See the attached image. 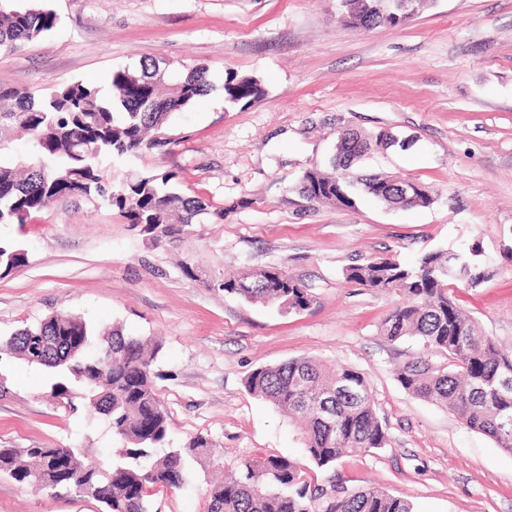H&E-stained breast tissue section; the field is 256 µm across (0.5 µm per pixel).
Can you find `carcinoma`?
<instances>
[{
    "label": "carcinoma",
    "instance_id": "cac0c4a2",
    "mask_svg": "<svg viewBox=\"0 0 512 512\" xmlns=\"http://www.w3.org/2000/svg\"><path fill=\"white\" fill-rule=\"evenodd\" d=\"M368 10L363 0H341L342 22L356 29L380 25L399 27L430 4V0H375ZM47 8L21 7L0 11V51H16L42 39L57 25ZM212 88L202 64L185 68L142 61L135 68L112 74V95L73 82L47 94L0 84V224H23L27 217L70 197L97 199L116 209L130 224L171 226L192 224L201 216L221 223L224 208L201 197L178 192L172 172L149 174L131 170L117 180L105 175V158L133 163L143 152L165 145L171 116L194 104ZM224 98L248 105L264 90L251 77L231 75ZM28 135L34 151L14 152L18 133ZM344 155H336L332 170L304 172L299 191L308 200L353 208L356 198L369 197L388 209L428 207L432 191L413 182L415 193L405 202L395 193L399 179L368 175L357 179L349 170L372 147L407 146V140L381 131L371 139L348 131ZM476 250L438 248L422 253L412 266L391 257L355 261L345 279L362 288L392 292L399 297L380 324L390 341L413 339L421 352L396 368V378L410 395L456 414L470 430L483 434L512 453V352L481 334L479 325L455 302L448 282L475 286L482 280ZM27 263L19 246L0 241V270L9 273ZM273 274L295 280L285 290L264 288L253 293L243 284ZM248 303L275 306L288 313L309 308L312 295L285 265L249 268L236 276L213 280ZM160 344L147 349L138 336L114 326L102 333L80 316H50L0 341V361L16 357L56 370L55 396L72 402L78 394L106 416L123 442L119 460L110 469L85 461L79 448L65 449L59 464L54 448H0V474L26 486L44 477L42 494L91 497L106 512H152V489L181 488L198 472L213 466L219 449L197 435L182 448L161 453L169 424L167 413L151 384L153 362ZM440 354L445 363L430 356ZM246 390L296 419L302 428L305 453L319 468H329L344 456L365 455L387 445L374 400L364 376L348 366L327 367L322 361L299 357L261 366L245 378ZM207 512H413L412 504L376 487L349 490L310 482L306 469L276 455L241 464V475L213 484Z\"/></svg>",
    "mask_w": 512,
    "mask_h": 512
}]
</instances>
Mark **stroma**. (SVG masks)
I'll return each mask as SVG.
<instances>
[{"label":"stroma","mask_w":512,"mask_h":512,"mask_svg":"<svg viewBox=\"0 0 512 512\" xmlns=\"http://www.w3.org/2000/svg\"><path fill=\"white\" fill-rule=\"evenodd\" d=\"M59 22L45 40L0 52V83L29 90L83 81L110 92L114 71L141 60L205 63L209 95L174 114L169 144L141 171L176 175L179 189L223 207L224 221L146 229L81 197L26 224H0L25 266L0 276V338L57 313L161 339L153 385L169 444L207 436L235 467L260 455L303 463L309 480L375 486L413 512H512V454L451 412L408 394L394 369L419 347L378 326L396 295L348 283L354 261L393 254L414 264L439 246L477 247L484 271L456 296L484 334L512 350V0H434L407 24L355 30L338 0H45ZM264 95L228 103V74ZM387 130L408 149L361 162L429 186L427 208L319 205L296 189L327 168L339 130ZM190 263L194 275L182 265ZM286 265L314 298L300 313L255 306L208 282ZM313 356L367 380L386 447L321 469L307 462L294 421L250 395L253 369ZM49 370L0 363V448L75 447L108 466L118 447L84 400L54 396ZM208 485L157 489L156 512H206ZM0 512H105L91 498H49L0 475Z\"/></svg>","instance_id":"obj_1"}]
</instances>
